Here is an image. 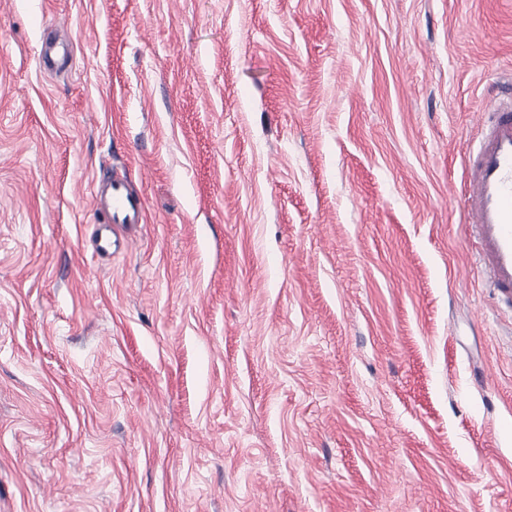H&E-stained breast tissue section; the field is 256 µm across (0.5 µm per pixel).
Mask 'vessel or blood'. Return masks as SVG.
Returning <instances> with one entry per match:
<instances>
[{"label":"vessel or blood","mask_w":512,"mask_h":512,"mask_svg":"<svg viewBox=\"0 0 512 512\" xmlns=\"http://www.w3.org/2000/svg\"><path fill=\"white\" fill-rule=\"evenodd\" d=\"M69 54L68 43L48 38L41 51L45 68H55ZM94 222L127 229L146 223L145 198L126 176L103 173L91 187ZM470 227L487 285L498 302L512 303V101L488 111L464 192Z\"/></svg>","instance_id":"obj_1"}]
</instances>
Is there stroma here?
Here are the masks:
<instances>
[{
  "instance_id": "1",
  "label": "stroma",
  "mask_w": 512,
  "mask_h": 512,
  "mask_svg": "<svg viewBox=\"0 0 512 512\" xmlns=\"http://www.w3.org/2000/svg\"><path fill=\"white\" fill-rule=\"evenodd\" d=\"M509 72L512 0H0V512H512ZM69 54V44L60 42L55 37H49L41 51V62L46 69L55 68L59 61L66 60ZM486 118L464 203L488 288L498 302L512 303V101H500ZM93 222L105 224L104 229H111L112 224H120L127 229H135L147 221L145 198L133 189L125 175L102 172L96 175L91 187Z\"/></svg>"
}]
</instances>
